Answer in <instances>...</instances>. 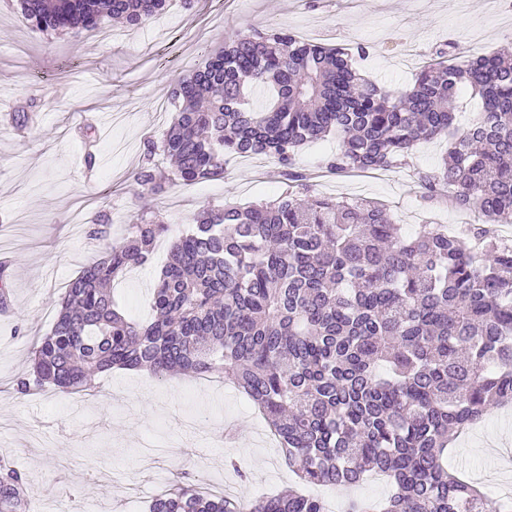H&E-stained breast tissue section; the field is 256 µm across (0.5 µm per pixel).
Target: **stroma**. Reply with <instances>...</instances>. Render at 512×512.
<instances>
[{"mask_svg": "<svg viewBox=\"0 0 512 512\" xmlns=\"http://www.w3.org/2000/svg\"><path fill=\"white\" fill-rule=\"evenodd\" d=\"M270 25L308 41L364 45L362 74L392 92L412 84L436 49L465 57L512 49V14L498 0H172L146 26L110 22L109 41L96 29L32 30L17 0H0V255L10 261L11 299L0 315V384L27 370L66 285L100 256L103 243L87 236L97 215L110 214L115 239L144 211L181 231L206 206L285 191L267 155L230 159L222 177L161 196L139 192L130 179L146 143L160 141L172 121L157 103L170 100L178 78L222 48L225 36ZM84 115L97 119L91 172L78 129ZM340 147L329 137L300 150L314 192L381 202L407 236L429 221L457 234L476 224L473 212L424 197L421 183L440 173L446 140L418 143L404 164L381 173L323 172ZM168 256L167 241H158L151 264L114 283L126 315L150 318V293ZM95 386L84 399L0 393V458L28 474L33 501L52 499L62 512H147L185 469L204 486L253 497L296 482L265 439L264 419L229 382L115 369L96 376ZM510 455L512 407H494L452 443L448 465L467 476L482 467L502 480ZM229 457L247 484L225 467ZM317 493L342 512L347 499L382 500L390 488L367 479Z\"/></svg>", "mask_w": 512, "mask_h": 512, "instance_id": "stroma-1", "label": "stroma"}]
</instances>
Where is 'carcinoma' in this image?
Returning a JSON list of instances; mask_svg holds the SVG:
<instances>
[{
  "label": "carcinoma",
  "mask_w": 512,
  "mask_h": 512,
  "mask_svg": "<svg viewBox=\"0 0 512 512\" xmlns=\"http://www.w3.org/2000/svg\"><path fill=\"white\" fill-rule=\"evenodd\" d=\"M168 2L20 0L22 18L42 33L114 17L142 26ZM357 54L366 49L269 27L225 37L179 79L173 122L133 175L141 191L219 177L224 158L246 154L274 156L286 191L194 215L171 243L145 323L119 311L112 285L150 263L171 225H130L69 282L14 391L90 396L91 376L113 368L162 380L217 375L254 403L304 484L349 487L376 472L393 486L386 501L352 500L346 512H503L444 456L489 408L512 403V244L490 228L512 223V55L456 62L438 50L394 93L359 73ZM258 86L269 93L262 107L247 97ZM465 89L482 112L460 131L450 102ZM332 135L342 147L325 163L331 173L386 170L422 140H448L441 172L424 186L478 212L479 249L442 224L407 237L373 201L309 194L296 155ZM159 151L172 169L155 160ZM28 489L26 474L0 461V512H32ZM150 512L326 507L294 489L228 500L184 471Z\"/></svg>",
  "instance_id": "obj_1"
}]
</instances>
